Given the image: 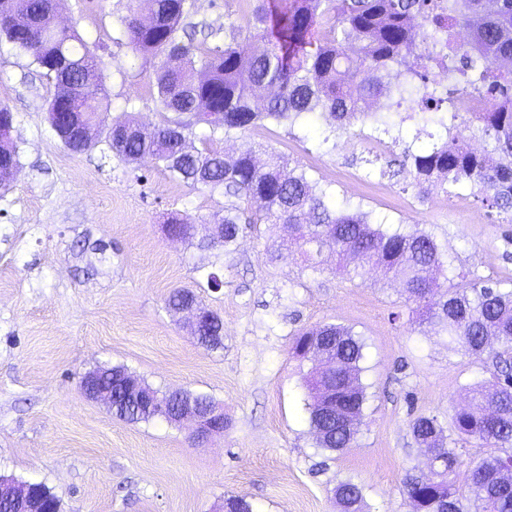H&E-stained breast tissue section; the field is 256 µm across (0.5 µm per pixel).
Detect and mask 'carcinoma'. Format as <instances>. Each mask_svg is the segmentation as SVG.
Listing matches in <instances>:
<instances>
[{"instance_id": "carcinoma-1", "label": "carcinoma", "mask_w": 512, "mask_h": 512, "mask_svg": "<svg viewBox=\"0 0 512 512\" xmlns=\"http://www.w3.org/2000/svg\"><path fill=\"white\" fill-rule=\"evenodd\" d=\"M149 5L151 21L143 23L138 3ZM134 6L123 20V36L143 56H167L157 75L156 102L165 112L161 124L142 129L132 116L117 118L105 131L100 114L109 111L107 96L94 100L79 87L94 71V53L72 28L53 23L49 0H0V36L27 53L32 63L51 73L66 103L48 102L50 127L55 112H73L82 120L84 139L68 146L82 153L101 141L126 162L147 156L174 178L212 192L224 191L256 205L250 217L238 206L224 208L219 223L224 237L216 245L229 249L243 224H286L289 242L303 258L305 269L321 271L323 251L357 257L356 276L371 266L401 282L407 301L420 317L438 325L457 345L481 354L491 341L496 353L495 381L469 388L471 403L455 410L450 427L435 416L419 415L411 424L415 441L432 450L429 474H409L404 494L413 512H512V289L475 282L464 288L442 289L431 272L445 271L444 255L434 235L417 226L390 229L349 200L336 197L311 179L307 171L289 167L281 154L264 163L248 145L226 155L214 142L263 125L302 118H323L342 129L365 127L388 133L392 112H367L364 104L395 83L400 98L420 105L429 120L441 124L456 111L454 97L481 90L488 97L484 112H472L492 140L489 151L474 152L457 136L418 153L406 154L402 167L412 184L469 185L488 207L512 224V71L493 66L512 60V0H272L253 11L246 29L232 24L209 25L202 41L180 43L177 33L193 15L194 0H130ZM329 33L316 37L322 25ZM448 68L453 88L436 83V71ZM224 113V123L209 126L202 146L191 135L195 125L184 113ZM331 345L330 357L318 364L307 386L309 422L317 447L341 452L361 433L365 388L360 383L364 343L352 328L323 324L297 334L292 350L300 358L307 337ZM329 368L328 383L352 386L336 405L328 423L321 406L320 373ZM114 416L130 423L149 422L156 415L119 408ZM475 439L490 451L471 463L463 494L452 475L461 465L456 444ZM335 498L342 512H357L363 488L347 478L338 482ZM475 510H470L468 503Z\"/></svg>"}]
</instances>
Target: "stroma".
Segmentation results:
<instances>
[{"instance_id":"35a3bbf8","label":"stroma","mask_w":512,"mask_h":512,"mask_svg":"<svg viewBox=\"0 0 512 512\" xmlns=\"http://www.w3.org/2000/svg\"><path fill=\"white\" fill-rule=\"evenodd\" d=\"M56 3L57 25L96 46L92 89L109 96L104 124L130 101L142 126L160 123L158 61L119 40L130 0ZM56 92L28 55L0 39V104L14 114L19 160L9 190H0V475L44 484L61 512H218L232 495L253 512H339L334 488L347 477L363 488V512H411L404 478L429 471L412 419L448 422L468 387L492 381V352L449 348L433 324H412L400 283L377 271L350 281L335 275L331 253L317 274L299 256L274 258L287 225L246 229L228 249L204 245L231 198L190 187L151 159L126 163L103 142L70 152L47 120ZM398 100L393 93L385 104L404 118L400 140L381 154L325 120L313 132L268 123L217 147L282 154L379 220L431 231L454 285L512 278V224L470 188L440 203L410 177L386 174L406 145L428 148L452 133L472 142L480 133L459 118L441 127ZM177 215L195 224L192 237H168ZM211 273L219 287H208ZM177 288L220 315L222 348L199 344L187 314L168 308ZM325 323L352 327L365 343V426L352 447L332 454L316 447L304 411L312 364L291 350L296 334ZM99 366L213 397L224 406L223 434L198 447L191 423L112 416L81 388Z\"/></svg>"}]
</instances>
